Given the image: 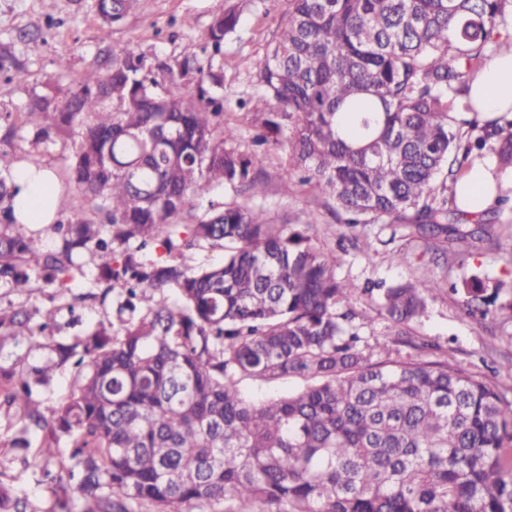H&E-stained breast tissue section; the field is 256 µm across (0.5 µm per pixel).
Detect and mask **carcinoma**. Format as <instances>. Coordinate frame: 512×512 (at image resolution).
<instances>
[{
    "label": "carcinoma",
    "mask_w": 512,
    "mask_h": 512,
    "mask_svg": "<svg viewBox=\"0 0 512 512\" xmlns=\"http://www.w3.org/2000/svg\"><path fill=\"white\" fill-rule=\"evenodd\" d=\"M131 0H97L103 36ZM512 0H288L257 76L255 143L285 145L301 175L350 230H409L447 254L448 197L472 153L512 170V120L492 133L460 118ZM238 22L217 15L201 52L112 55L65 93L28 102L31 144L72 141L66 181L91 211L68 206L42 231L18 221L0 145V419L6 448H30L51 512H512V400L446 360L374 359L368 314L349 304L336 250L310 224H275L249 200L265 193L257 155L234 146L216 63ZM233 199L203 207L216 187ZM222 250L215 264L189 261ZM485 316L482 280H462ZM175 295L172 304L165 294ZM370 293L396 336H409L441 292L427 272ZM48 304L27 307L32 296ZM112 302L115 319L55 338L62 308ZM33 351L44 352L29 360ZM70 394L46 410L57 370ZM298 377L261 402L243 379ZM68 454L61 455L62 439ZM0 512H32L1 480Z\"/></svg>",
    "instance_id": "cac0c4a2"
}]
</instances>
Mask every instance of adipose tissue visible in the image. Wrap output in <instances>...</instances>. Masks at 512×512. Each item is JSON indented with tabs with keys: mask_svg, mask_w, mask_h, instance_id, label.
I'll return each instance as SVG.
<instances>
[{
	"mask_svg": "<svg viewBox=\"0 0 512 512\" xmlns=\"http://www.w3.org/2000/svg\"><path fill=\"white\" fill-rule=\"evenodd\" d=\"M471 97L485 120L512 113V53L495 55L475 77ZM17 215L24 224L52 223L60 206L61 187L50 169L20 162L14 166ZM497 195L489 162L475 163L457 182V206L468 215L485 211Z\"/></svg>",
	"mask_w": 512,
	"mask_h": 512,
	"instance_id": "adipose-tissue-1",
	"label": "adipose tissue"
}]
</instances>
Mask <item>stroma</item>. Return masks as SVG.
<instances>
[{
	"mask_svg": "<svg viewBox=\"0 0 512 512\" xmlns=\"http://www.w3.org/2000/svg\"><path fill=\"white\" fill-rule=\"evenodd\" d=\"M233 5L238 8L239 21L235 32L226 37L220 59L224 119L238 123L240 148L253 150L256 130L240 122L239 104L257 103L262 94L255 65L282 28L287 0H135L125 18L112 26L106 41L101 38L96 0H0V55L11 57L27 74L21 83L0 79V135L7 127L5 115L26 112L30 96L40 91L44 82L50 80L60 89H69L87 70L109 67L113 52L126 47L159 57L180 55L200 46L213 18ZM28 131V126H18L14 145L51 169L58 181H65L71 144L49 141L35 145ZM285 160L283 149L265 150L266 192L253 204L274 222L310 223L318 240L340 249L338 278L359 286L369 282L389 286L418 277L428 268L446 284L477 272L486 277L488 285H501L496 304L483 318L466 315L464 293L441 292L431 303L427 318L413 331V354L430 361L448 360L512 399V376L505 370L512 360V263L507 260L512 240H477L462 257L438 262L427 242L402 229L370 224L364 232L372 249L363 253L343 237L335 214L318 191L298 179L286 178ZM4 472L5 481L28 497L35 512H50L51 493L38 483L32 470L17 460L6 465Z\"/></svg>",
	"mask_w": 512,
	"mask_h": 512,
	"instance_id": "1",
	"label": "stroma"
}]
</instances>
